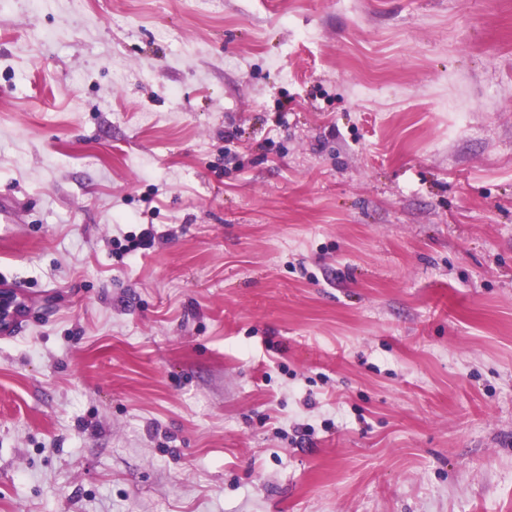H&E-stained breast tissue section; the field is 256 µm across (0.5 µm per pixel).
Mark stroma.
Masks as SVG:
<instances>
[{"instance_id": "obj_1", "label": "stroma", "mask_w": 512, "mask_h": 512, "mask_svg": "<svg viewBox=\"0 0 512 512\" xmlns=\"http://www.w3.org/2000/svg\"><path fill=\"white\" fill-rule=\"evenodd\" d=\"M7 202L0 512H512V0H7Z\"/></svg>"}]
</instances>
